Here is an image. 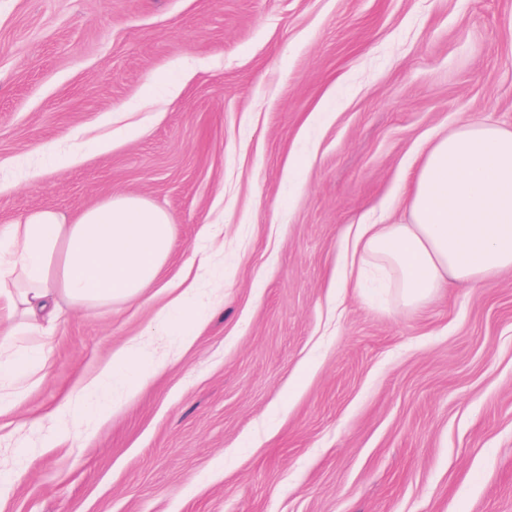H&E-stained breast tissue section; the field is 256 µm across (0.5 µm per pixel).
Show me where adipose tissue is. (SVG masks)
<instances>
[{
	"label": "adipose tissue",
	"mask_w": 512,
	"mask_h": 512,
	"mask_svg": "<svg viewBox=\"0 0 512 512\" xmlns=\"http://www.w3.org/2000/svg\"><path fill=\"white\" fill-rule=\"evenodd\" d=\"M402 221L359 224L342 245L333 283L363 291L364 278H390L400 304L414 309L447 286H473L512 272V129L463 121L436 137L398 187ZM175 226L164 209L117 193L75 218L44 208L0 225V415L42 380L43 339L62 317L61 303L88 311L143 300L164 285L161 327L190 343L201 322L188 311L187 276L164 281ZM33 342L22 345V337ZM156 361L140 338L113 351L99 390L122 377L125 396L139 392Z\"/></svg>",
	"instance_id": "adipose-tissue-1"
}]
</instances>
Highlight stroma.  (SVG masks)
Returning a JSON list of instances; mask_svg holds the SVG:
<instances>
[{"label": "stroma", "instance_id": "obj_1", "mask_svg": "<svg viewBox=\"0 0 512 512\" xmlns=\"http://www.w3.org/2000/svg\"><path fill=\"white\" fill-rule=\"evenodd\" d=\"M128 112L146 132L99 151ZM463 120L512 126V0H0V225L143 197L205 316L186 347L158 298L67 312L0 416V512H512V273L413 311L330 292L344 232ZM146 335L143 389L58 434Z\"/></svg>", "mask_w": 512, "mask_h": 512}]
</instances>
